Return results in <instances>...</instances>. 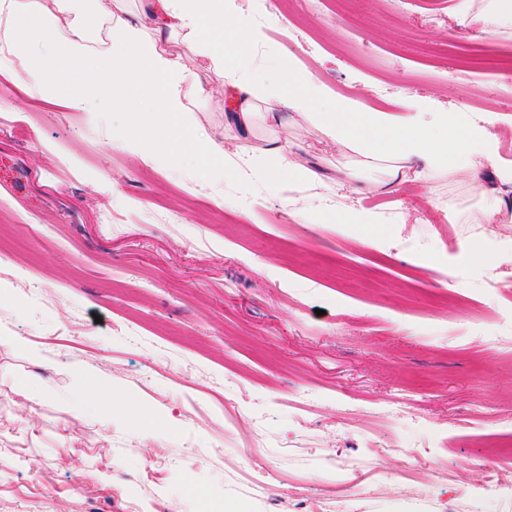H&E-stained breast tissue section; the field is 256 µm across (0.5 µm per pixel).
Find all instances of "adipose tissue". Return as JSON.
<instances>
[{
    "label": "adipose tissue",
    "instance_id": "1",
    "mask_svg": "<svg viewBox=\"0 0 512 512\" xmlns=\"http://www.w3.org/2000/svg\"><path fill=\"white\" fill-rule=\"evenodd\" d=\"M2 17L16 31L14 53L42 74L46 101L92 113L94 91L109 94L121 115L116 146L146 157L162 152L173 162L190 148L185 130L211 91L182 56L168 51V43L178 40L232 90L224 113V140L208 141L203 152L218 154L223 144L233 145L239 160L280 194L323 184L320 167L302 159L288 142V128L297 123L319 131L332 145L347 147L364 163L381 167L393 184L412 176L430 182L444 173L461 175L491 197L474 218L490 232L469 253V263L478 266L496 251H512V237L495 230L512 223V199L498 191L512 184V165L501 164L496 134L482 125H463L455 112H435L428 118L409 109L356 112L347 102L322 109V85L298 69L293 53L283 48L275 52L270 77L260 78L252 52L265 46L268 37L250 21L240 0H112L111 11L101 17L111 40L99 50L90 47L89 27L72 15L64 0H0ZM230 30L239 32L245 44L234 61L221 49ZM146 113L154 122L149 129L142 126ZM260 118L277 123L279 130L257 148L249 138Z\"/></svg>",
    "mask_w": 512,
    "mask_h": 512
}]
</instances>
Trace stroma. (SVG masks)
Segmentation results:
<instances>
[{
  "label": "stroma",
  "mask_w": 512,
  "mask_h": 512,
  "mask_svg": "<svg viewBox=\"0 0 512 512\" xmlns=\"http://www.w3.org/2000/svg\"><path fill=\"white\" fill-rule=\"evenodd\" d=\"M468 2L246 8L324 104L460 105L512 164V30L459 26ZM9 37L0 512H512L494 493L512 478V256L465 264L481 194L444 177L356 193L382 170L309 128L291 133L303 156L355 181L284 197L195 150L145 161L113 146L107 101L92 117L46 102ZM187 65L215 90L188 134L223 141L222 81ZM98 383L124 404L90 399Z\"/></svg>",
  "instance_id": "stroma-1"
}]
</instances>
